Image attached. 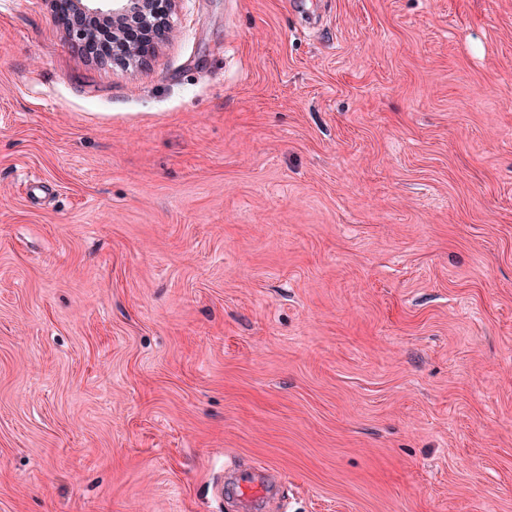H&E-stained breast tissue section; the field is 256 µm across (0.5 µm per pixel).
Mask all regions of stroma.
<instances>
[{"label":"stroma","mask_w":512,"mask_h":512,"mask_svg":"<svg viewBox=\"0 0 512 512\" xmlns=\"http://www.w3.org/2000/svg\"><path fill=\"white\" fill-rule=\"evenodd\" d=\"M171 23L0 0V512H512V0ZM56 1L49 0L56 18L78 50L95 34L90 24L92 20H112V30L107 22L97 24L96 40L86 49L90 55L103 49H112L111 57L96 58L104 65L115 64L123 68L142 66L149 62L172 32L170 17L176 0H71L72 14L84 17L85 22L76 24L72 19L70 25L67 21L70 12L67 17L56 13ZM80 16H75L76 20L82 19ZM131 19L136 21V27L143 32L135 40L128 37L126 24ZM114 45L120 47L118 53H114ZM273 475L262 467L245 470L236 478L233 495L247 502H267Z\"/></svg>","instance_id":"35a3bbf8"}]
</instances>
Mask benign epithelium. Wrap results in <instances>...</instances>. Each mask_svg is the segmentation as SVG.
Returning <instances> with one entry per match:
<instances>
[{
	"label": "benign epithelium",
	"mask_w": 512,
	"mask_h": 512,
	"mask_svg": "<svg viewBox=\"0 0 512 512\" xmlns=\"http://www.w3.org/2000/svg\"><path fill=\"white\" fill-rule=\"evenodd\" d=\"M176 0H71L72 11L85 18L82 24L70 23L56 15L74 46L80 48L91 40L95 30L91 22L112 20L113 45L119 52L100 57L104 65L139 67L155 55L172 32L170 17Z\"/></svg>",
	"instance_id": "benign-epithelium-1"
}]
</instances>
